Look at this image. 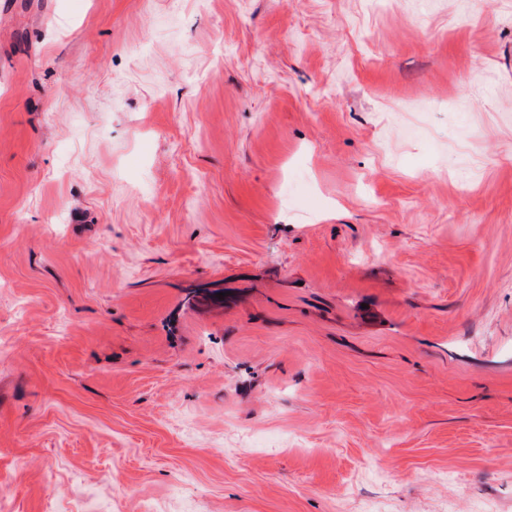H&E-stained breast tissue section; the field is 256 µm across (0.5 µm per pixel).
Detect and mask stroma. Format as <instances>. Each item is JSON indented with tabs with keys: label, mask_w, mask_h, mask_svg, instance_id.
Returning a JSON list of instances; mask_svg holds the SVG:
<instances>
[{
	"label": "stroma",
	"mask_w": 512,
	"mask_h": 512,
	"mask_svg": "<svg viewBox=\"0 0 512 512\" xmlns=\"http://www.w3.org/2000/svg\"><path fill=\"white\" fill-rule=\"evenodd\" d=\"M476 498L512 512V0H0L7 512Z\"/></svg>",
	"instance_id": "stroma-1"
}]
</instances>
